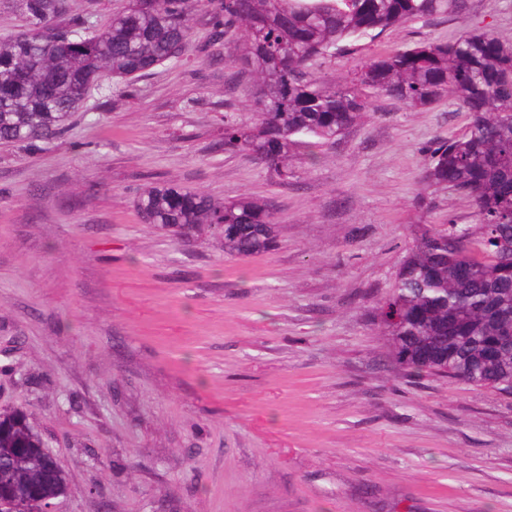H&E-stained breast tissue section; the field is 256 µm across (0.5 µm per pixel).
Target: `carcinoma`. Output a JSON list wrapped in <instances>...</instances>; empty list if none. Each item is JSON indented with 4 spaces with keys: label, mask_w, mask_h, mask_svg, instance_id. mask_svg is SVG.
<instances>
[{
    "label": "carcinoma",
    "mask_w": 512,
    "mask_h": 512,
    "mask_svg": "<svg viewBox=\"0 0 512 512\" xmlns=\"http://www.w3.org/2000/svg\"><path fill=\"white\" fill-rule=\"evenodd\" d=\"M27 28L0 40V143L37 147L59 139L89 89L131 84L183 57L189 17L207 3L213 36L240 34L252 67V127L224 119V150L283 177L291 153L342 135L372 111L361 86L406 106L443 98L467 112L465 134L429 148L424 180L467 198L477 223L416 235L375 318L389 356L411 376L441 377L512 397V42L473 28L358 62L330 86L317 67L345 43L401 23L457 15L465 0H130L96 31L65 19L67 0H9ZM146 224L176 236L208 233L226 257L276 245L273 205L219 202L156 182L135 200ZM0 491L30 486L28 512H44L64 479L24 414L0 418Z\"/></svg>",
    "instance_id": "obj_1"
}]
</instances>
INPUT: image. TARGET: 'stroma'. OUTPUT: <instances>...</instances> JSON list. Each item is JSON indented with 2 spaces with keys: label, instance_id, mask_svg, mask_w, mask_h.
<instances>
[{
  "label": "stroma",
  "instance_id": "obj_1",
  "mask_svg": "<svg viewBox=\"0 0 512 512\" xmlns=\"http://www.w3.org/2000/svg\"><path fill=\"white\" fill-rule=\"evenodd\" d=\"M213 24L199 7L180 62L92 87L60 140L0 144V413L65 473L55 512H512V398L407 377L374 323L417 226L475 221L423 181L468 113L374 96L281 179L220 146L225 117L253 121V75ZM476 26L512 41V0L352 42L321 75ZM166 180L271 200L276 248L142 223Z\"/></svg>",
  "mask_w": 512,
  "mask_h": 512
}]
</instances>
